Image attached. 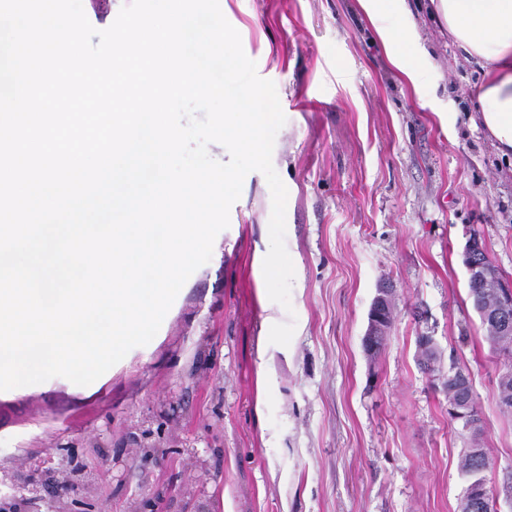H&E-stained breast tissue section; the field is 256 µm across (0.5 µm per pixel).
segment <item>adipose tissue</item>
<instances>
[{"label": "adipose tissue", "instance_id": "adipose-tissue-1", "mask_svg": "<svg viewBox=\"0 0 512 512\" xmlns=\"http://www.w3.org/2000/svg\"><path fill=\"white\" fill-rule=\"evenodd\" d=\"M457 45L485 62L478 119L499 155L512 158V0H438Z\"/></svg>", "mask_w": 512, "mask_h": 512}]
</instances>
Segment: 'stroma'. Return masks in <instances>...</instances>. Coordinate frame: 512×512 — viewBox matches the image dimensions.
<instances>
[{
    "mask_svg": "<svg viewBox=\"0 0 512 512\" xmlns=\"http://www.w3.org/2000/svg\"><path fill=\"white\" fill-rule=\"evenodd\" d=\"M286 117L290 307L261 284L271 192L249 173L211 259L157 335L91 395L58 378L0 399V512H459L469 435L448 415L467 371L498 512H512V361L486 338L463 255L479 231L512 283V167L472 125L476 60L433 0L372 22L358 0H219ZM412 35L417 81L379 28ZM395 318L363 348L379 283ZM295 322L289 345L272 325ZM440 361L419 364L420 337ZM379 35L393 67L409 83H416V64L414 59L398 49V41L403 39V35L397 36L385 30H380Z\"/></svg>",
    "mask_w": 512,
    "mask_h": 512,
    "instance_id": "1",
    "label": "stroma"
}]
</instances>
